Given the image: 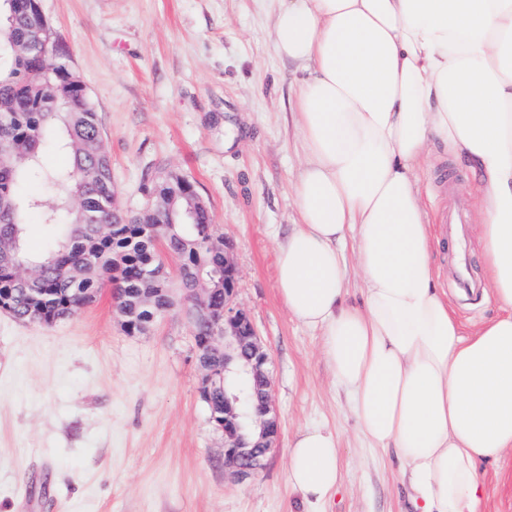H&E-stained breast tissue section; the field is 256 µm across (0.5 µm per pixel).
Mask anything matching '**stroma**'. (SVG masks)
I'll use <instances>...</instances> for the list:
<instances>
[{"instance_id": "stroma-1", "label": "stroma", "mask_w": 512, "mask_h": 512, "mask_svg": "<svg viewBox=\"0 0 512 512\" xmlns=\"http://www.w3.org/2000/svg\"><path fill=\"white\" fill-rule=\"evenodd\" d=\"M85 84L112 161L113 203H145L152 179L190 180L232 245L237 304L271 358L280 436L260 474L224 470V438L200 393L193 325L174 309L127 334L110 291L50 325L0 311V512H311L288 482L303 428L340 440L343 478L320 512H412L390 452L368 447L321 339L289 314L276 251L296 220L302 165L288 124L303 74L280 59L270 10L255 0H42ZM423 180L433 265L460 321L495 317L479 289L473 222L442 217L470 202L475 178L436 153ZM485 512H512V453L481 464Z\"/></svg>"}]
</instances>
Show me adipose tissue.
<instances>
[{"label":"adipose tissue","instance_id":"ef3b65f1","mask_svg":"<svg viewBox=\"0 0 512 512\" xmlns=\"http://www.w3.org/2000/svg\"><path fill=\"white\" fill-rule=\"evenodd\" d=\"M271 34L307 73L288 114L303 165L280 297L322 336L361 437L394 451L414 512H483L478 466L512 451V0H279ZM433 140L477 177L499 313L468 334L433 269L419 181ZM288 456L291 487L326 502L342 480L335 434L306 428Z\"/></svg>","mask_w":512,"mask_h":512}]
</instances>
